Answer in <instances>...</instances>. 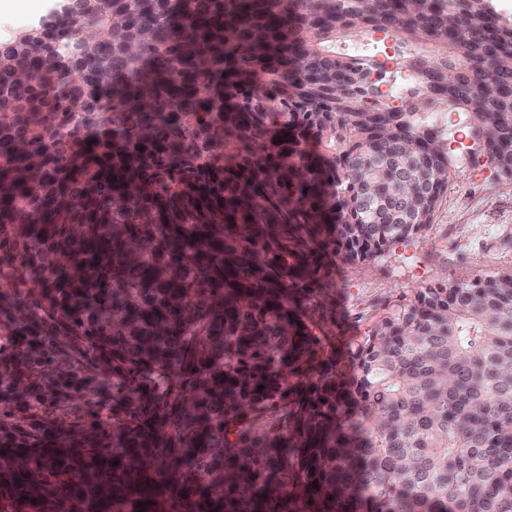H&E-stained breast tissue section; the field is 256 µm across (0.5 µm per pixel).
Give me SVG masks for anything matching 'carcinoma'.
I'll return each instance as SVG.
<instances>
[{"label": "carcinoma", "instance_id": "obj_1", "mask_svg": "<svg viewBox=\"0 0 512 512\" xmlns=\"http://www.w3.org/2000/svg\"><path fill=\"white\" fill-rule=\"evenodd\" d=\"M81 8L0 43V334L106 363L112 416L0 413V512H512L511 273L418 289L350 378L314 332L336 259L432 223L430 116L512 178V24L489 0ZM375 31L415 75L396 109L338 49Z\"/></svg>", "mask_w": 512, "mask_h": 512}]
</instances>
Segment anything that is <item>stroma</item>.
<instances>
[{"instance_id": "1", "label": "stroma", "mask_w": 512, "mask_h": 512, "mask_svg": "<svg viewBox=\"0 0 512 512\" xmlns=\"http://www.w3.org/2000/svg\"><path fill=\"white\" fill-rule=\"evenodd\" d=\"M445 125L454 172L432 224L382 258L340 261L333 269L327 298L332 318L323 331L344 373H352L362 337L418 288L512 272V179L487 163L483 145L467 134L464 116L449 113ZM111 409V390L99 393L93 407L70 391L48 416L90 420L107 417Z\"/></svg>"}]
</instances>
